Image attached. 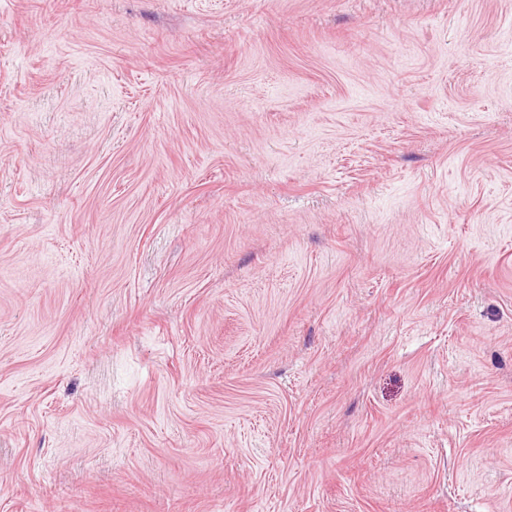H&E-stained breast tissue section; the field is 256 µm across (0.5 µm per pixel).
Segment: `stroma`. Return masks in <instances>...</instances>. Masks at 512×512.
Masks as SVG:
<instances>
[{
  "label": "stroma",
  "mask_w": 512,
  "mask_h": 512,
  "mask_svg": "<svg viewBox=\"0 0 512 512\" xmlns=\"http://www.w3.org/2000/svg\"><path fill=\"white\" fill-rule=\"evenodd\" d=\"M0 512H512V0H0Z\"/></svg>",
  "instance_id": "obj_1"
}]
</instances>
